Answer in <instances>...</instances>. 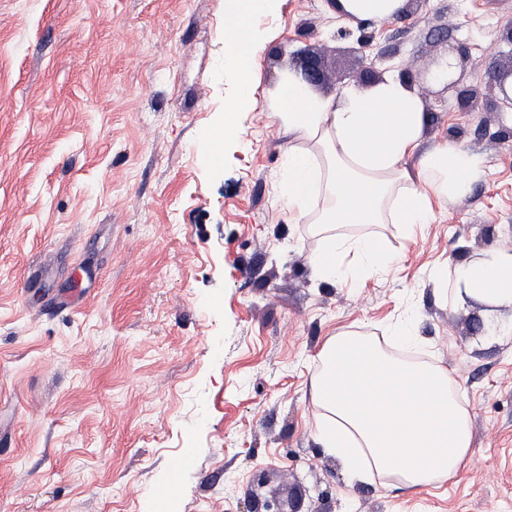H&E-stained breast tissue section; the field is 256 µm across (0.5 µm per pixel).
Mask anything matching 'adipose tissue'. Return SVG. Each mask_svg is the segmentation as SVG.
I'll list each match as a JSON object with an SVG mask.
<instances>
[{
	"label": "adipose tissue",
	"instance_id": "1",
	"mask_svg": "<svg viewBox=\"0 0 512 512\" xmlns=\"http://www.w3.org/2000/svg\"><path fill=\"white\" fill-rule=\"evenodd\" d=\"M405 0H337L355 21L396 18ZM274 0H228L225 39L239 95L224 115V135L238 133L236 115L264 104L287 142L279 194L289 215L310 224L322 242L310 256L322 282L361 281L386 273L394 259L378 224L428 223L434 203L466 198L488 175L486 158L441 143L421 144L427 115L419 97L396 76L369 89H345L339 99L316 94L300 76L281 75L256 98L258 59L266 38L251 20ZM434 280L452 285L453 298L512 307V251L445 264ZM414 318L383 336L344 331L326 338L310 383L313 435L356 487L384 477L414 490L455 479L473 443L471 414L455 375L436 363L402 358L420 346Z\"/></svg>",
	"mask_w": 512,
	"mask_h": 512
}]
</instances>
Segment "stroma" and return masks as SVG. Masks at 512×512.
Segmentation results:
<instances>
[{
  "mask_svg": "<svg viewBox=\"0 0 512 512\" xmlns=\"http://www.w3.org/2000/svg\"><path fill=\"white\" fill-rule=\"evenodd\" d=\"M224 2L0 0V512H248L260 478L268 497L301 487L306 512H512V308L429 279L512 245V111L490 79L512 65V0H407L375 24V69L408 65L436 109L425 147L479 152L488 176L430 223L378 225L396 262L358 284L313 278L264 108L200 151L238 93ZM253 27L273 36L260 90L303 51L320 96L363 87L358 27L326 0H278ZM450 57L448 91L427 65ZM408 312L459 380L470 459L437 486L353 489L312 436L313 359Z\"/></svg>",
  "mask_w": 512,
  "mask_h": 512,
  "instance_id": "stroma-1",
  "label": "stroma"
}]
</instances>
